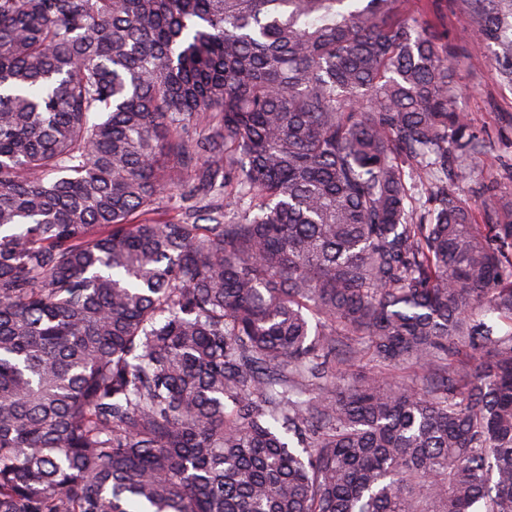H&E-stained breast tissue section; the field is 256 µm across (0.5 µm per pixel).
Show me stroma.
Returning a JSON list of instances; mask_svg holds the SVG:
<instances>
[{
  "label": "stroma",
  "instance_id": "obj_1",
  "mask_svg": "<svg viewBox=\"0 0 512 512\" xmlns=\"http://www.w3.org/2000/svg\"><path fill=\"white\" fill-rule=\"evenodd\" d=\"M412 10L447 42L448 57L456 62V107L487 146L486 161L500 179L498 197L512 202V85L499 80L493 46L468 35L467 0H413Z\"/></svg>",
  "mask_w": 512,
  "mask_h": 512
}]
</instances>
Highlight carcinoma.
I'll list each match as a JSON object with an SVG mask.
<instances>
[{"label": "carcinoma", "instance_id": "cac0c4a2", "mask_svg": "<svg viewBox=\"0 0 512 512\" xmlns=\"http://www.w3.org/2000/svg\"><path fill=\"white\" fill-rule=\"evenodd\" d=\"M407 5L0 0V512H512V220ZM477 187L476 179L470 177L468 169L464 171L462 177L453 185V188L459 193L464 202L475 210L477 219L481 222L484 197L476 192Z\"/></svg>", "mask_w": 512, "mask_h": 512}]
</instances>
